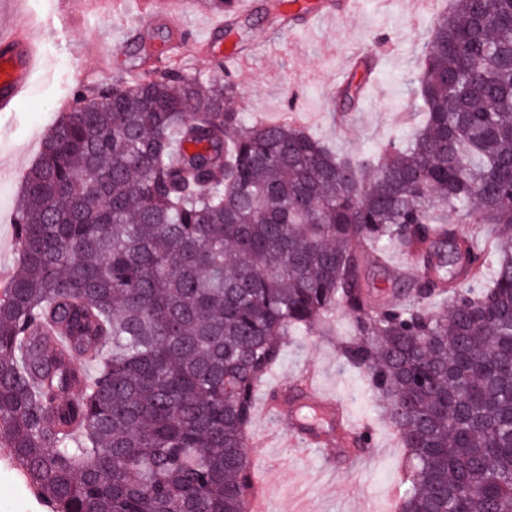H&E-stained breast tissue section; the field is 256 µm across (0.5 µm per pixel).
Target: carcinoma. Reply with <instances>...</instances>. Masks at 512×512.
<instances>
[{
  "instance_id": "cac0c4a2",
  "label": "carcinoma",
  "mask_w": 512,
  "mask_h": 512,
  "mask_svg": "<svg viewBox=\"0 0 512 512\" xmlns=\"http://www.w3.org/2000/svg\"><path fill=\"white\" fill-rule=\"evenodd\" d=\"M203 2L231 34L236 0ZM411 94L423 123L367 161L174 61L60 114L0 292V448L48 512H246L254 395L338 309L406 451L398 512H512V0L436 14ZM391 245L398 304L367 274Z\"/></svg>"
}]
</instances>
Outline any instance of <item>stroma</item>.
<instances>
[{"label": "stroma", "mask_w": 512, "mask_h": 512, "mask_svg": "<svg viewBox=\"0 0 512 512\" xmlns=\"http://www.w3.org/2000/svg\"><path fill=\"white\" fill-rule=\"evenodd\" d=\"M268 0H238L257 24L245 53L225 63L238 87L235 106L245 123L293 121L332 150L374 154L392 138L408 137L419 115L409 82L420 60V43L441 5L431 0H358L337 18L303 22L284 36L262 16ZM221 12L198 0L160 11L157 0H84L76 11L62 0H0V28L20 22L44 57L32 89L13 111L0 112V287L16 266V202L23 178L41 152L46 130L77 94L128 76L138 35L170 31L177 50L153 56L150 66L183 64L190 76L212 80L222 49ZM378 59L363 104L342 120L331 112L336 90L354 54ZM352 319L337 310L326 333H302L284 347L275 370L254 401L248 452L264 477L274 512H356L364 500L386 506L399 487L404 450L382 417L379 399L365 378L342 365L337 344ZM319 389L341 402L355 430L369 429L368 447L336 442L340 420L316 411L305 393ZM0 512H46L28 490L7 449L0 448Z\"/></svg>", "instance_id": "35a3bbf8"}]
</instances>
